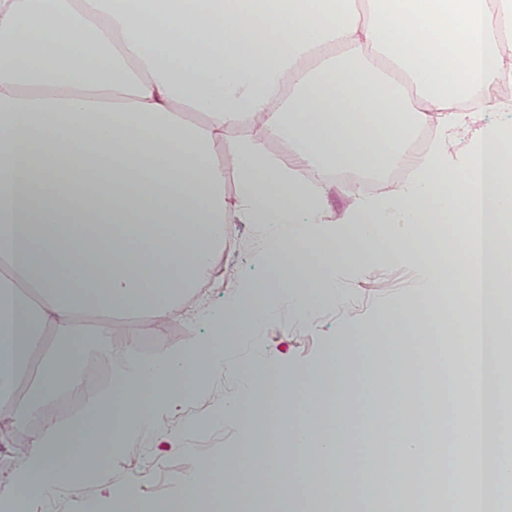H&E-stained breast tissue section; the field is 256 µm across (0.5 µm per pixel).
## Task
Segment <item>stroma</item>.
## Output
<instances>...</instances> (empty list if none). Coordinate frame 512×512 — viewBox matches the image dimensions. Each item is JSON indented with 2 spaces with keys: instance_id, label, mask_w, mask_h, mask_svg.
<instances>
[{
  "instance_id": "obj_1",
  "label": "stroma",
  "mask_w": 512,
  "mask_h": 512,
  "mask_svg": "<svg viewBox=\"0 0 512 512\" xmlns=\"http://www.w3.org/2000/svg\"><path fill=\"white\" fill-rule=\"evenodd\" d=\"M474 121L457 130L448 150L449 158L466 152L474 135L495 126L512 124V111L505 108L476 110ZM259 239L246 224L230 225L224 239V252L218 260L224 265V285L210 289L208 301L221 309L226 302L245 304L247 281L266 275L259 261ZM339 301L315 308L309 318L299 319L297 311L278 303L259 329L250 335L235 336L224 342V368L209 374L199 395L172 406L162 417L155 444L129 441L122 456L106 460V482L88 481L78 490L63 491L42 498L27 512H111L117 493L134 490V512H144L145 500L154 508L180 504L182 471L196 467L201 460H222L228 446L243 449L246 443L245 411H226L230 401L244 399L252 388L246 367L254 356H262L267 367L279 374L298 378L312 372L353 328L375 327L383 313L426 286L420 262L413 257L396 262L385 257L370 260L364 267L349 264L338 269ZM80 331L78 367L87 370L96 363L110 364L120 370L128 347H136L141 356H163L184 347H206L211 330L205 323L185 326L179 320L158 321L150 313L118 315L112 319L107 337L94 333L92 319L75 320ZM223 412L224 422L217 427L202 426L187 433L185 424L212 412ZM44 426L33 417L20 421L0 433V485L10 475L4 464L21 455L27 440Z\"/></svg>"
}]
</instances>
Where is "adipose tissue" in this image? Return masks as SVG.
<instances>
[{"mask_svg": "<svg viewBox=\"0 0 512 512\" xmlns=\"http://www.w3.org/2000/svg\"><path fill=\"white\" fill-rule=\"evenodd\" d=\"M501 43L485 0H0V420L83 386L76 316L97 319L105 336L118 314L193 313L215 334L207 349L118 373L79 419L48 423L0 487L8 512H26L35 494L104 481L102 448L117 454L156 431L159 407L198 395L223 370L226 315L257 329L273 297L308 313L335 301L339 263L378 253L420 258L427 291L394 307L379 332L348 335L311 372L301 410L281 413L298 382L254 357L245 404L266 405L278 433L250 429L247 455L273 467L290 443L325 500V476L353 460L348 440L366 443L354 487L379 471L399 504L401 470L381 469L383 448L396 443L411 469L432 440L441 462L431 485L412 482V497L437 512H502L512 493V370L488 333L512 319V125L482 131L448 161L449 131L471 121L453 104L512 75ZM253 118L289 157L248 136L225 140V129ZM430 123L436 144L412 158ZM400 166L411 180L356 196L340 229L308 178ZM449 215L464 226L456 243L439 237L422 250L428 226ZM232 224L258 231L276 275L251 281L246 307L190 309ZM52 335L62 344L47 346ZM407 380L420 395L416 419L399 391ZM481 443L505 478L486 499L475 471L446 464ZM216 480L258 493L247 469L205 460L181 479L184 506Z\"/></svg>", "mask_w": 512, "mask_h": 512, "instance_id": "adipose-tissue-1", "label": "adipose tissue"}]
</instances>
